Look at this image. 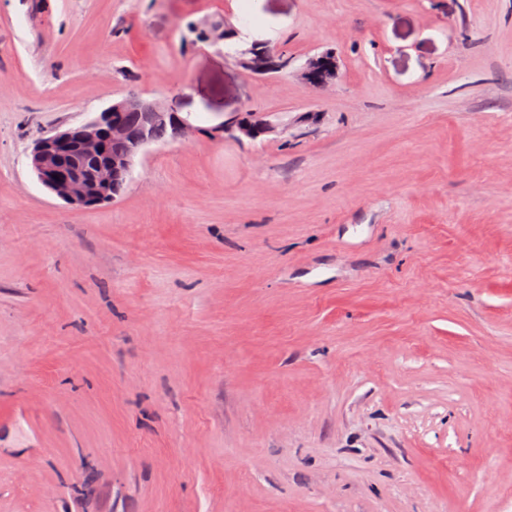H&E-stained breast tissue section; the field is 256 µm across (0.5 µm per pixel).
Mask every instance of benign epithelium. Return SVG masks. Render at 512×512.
Returning a JSON list of instances; mask_svg holds the SVG:
<instances>
[{"label": "benign epithelium", "instance_id": "7a95c632", "mask_svg": "<svg viewBox=\"0 0 512 512\" xmlns=\"http://www.w3.org/2000/svg\"><path fill=\"white\" fill-rule=\"evenodd\" d=\"M245 67L256 72H266L279 67L276 50L266 43H254L239 59ZM338 65L328 55L312 59L303 71L304 79L317 86H325L336 79ZM147 106L152 110L155 122L169 124L171 140L182 141L198 132V128L182 118L179 113L169 111V106L156 101H145L137 96L124 98L97 113L88 121L65 130H52L39 136L30 154V166L38 181L52 196L78 208H91L114 199L113 183L129 179L134 160L147 147L155 143L152 131L142 129L133 134L117 118L116 113L129 108ZM274 126L264 112H246L229 117L224 124L209 131L212 138L222 140L228 136L235 140H256L272 132ZM108 140L124 144L122 155L106 164H97L90 170L61 165L67 153L78 151L86 159H96Z\"/></svg>", "mask_w": 512, "mask_h": 512}]
</instances>
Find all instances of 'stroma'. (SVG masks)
Wrapping results in <instances>:
<instances>
[{
  "mask_svg": "<svg viewBox=\"0 0 512 512\" xmlns=\"http://www.w3.org/2000/svg\"><path fill=\"white\" fill-rule=\"evenodd\" d=\"M242 6L0 0V512H512V0ZM130 95L198 133L49 195ZM245 54L248 57L240 58L239 62L256 72H266L280 66L276 60V50L266 43H253ZM328 54L312 59L302 72L304 79L317 86H325L336 79L338 65ZM138 106H147L154 111L148 112L153 122L169 124L172 141L185 140L199 131L182 118L179 112H167L168 105L145 101L137 96L124 98L80 125L65 130L47 131L35 140L29 157L30 166L45 190L66 204L78 208H91L112 201L113 183L121 176H124L126 182L135 158L147 147L157 143L151 128L146 127L139 133L132 134L116 116L118 111ZM112 142L124 144L125 151L111 162L97 164L90 170L61 169L65 156L73 149L86 159H96L102 150L104 158H112V154L117 151L116 147H112ZM72 155H67L65 159L68 167L73 161ZM54 175H58V178H54ZM274 126L267 119L264 112H246L229 117L224 124L214 127L209 131L213 139L224 140V136H228L235 140L247 138L249 140H257L259 137L272 132Z\"/></svg>",
  "mask_w": 512,
  "mask_h": 512,
  "instance_id": "stroma-1",
  "label": "stroma"
}]
</instances>
